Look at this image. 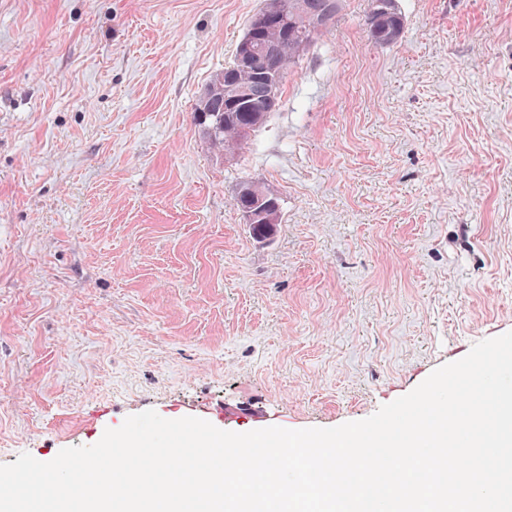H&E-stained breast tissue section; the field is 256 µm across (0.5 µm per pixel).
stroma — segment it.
<instances>
[{
  "mask_svg": "<svg viewBox=\"0 0 512 512\" xmlns=\"http://www.w3.org/2000/svg\"><path fill=\"white\" fill-rule=\"evenodd\" d=\"M397 4L378 45L343 0L226 158L195 109L262 0H0V465L362 420L512 331V0Z\"/></svg>",
  "mask_w": 512,
  "mask_h": 512,
  "instance_id": "1",
  "label": "stroma"
}]
</instances>
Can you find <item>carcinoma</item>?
<instances>
[{"label":"carcinoma","instance_id":"carcinoma-1","mask_svg":"<svg viewBox=\"0 0 512 512\" xmlns=\"http://www.w3.org/2000/svg\"><path fill=\"white\" fill-rule=\"evenodd\" d=\"M307 13L288 14V25H283L271 15L266 16L263 24H248L242 39H247L262 54L275 46L286 43L292 45L302 40L307 28V14H324L336 21L341 11V0H305ZM375 0H369L368 10L365 14L364 26L368 38L379 45H388L396 42L404 27V18L398 9L396 0H383L380 6L374 5ZM219 80L226 82H239L253 87L259 93L262 89V76L257 73L246 72L240 69L237 59H232L224 70L215 74L211 83ZM210 123L220 124V132L212 134L205 131L211 148L220 152L225 150L237 151L256 131V108L246 106H229L222 98L211 101Z\"/></svg>","mask_w":512,"mask_h":512}]
</instances>
